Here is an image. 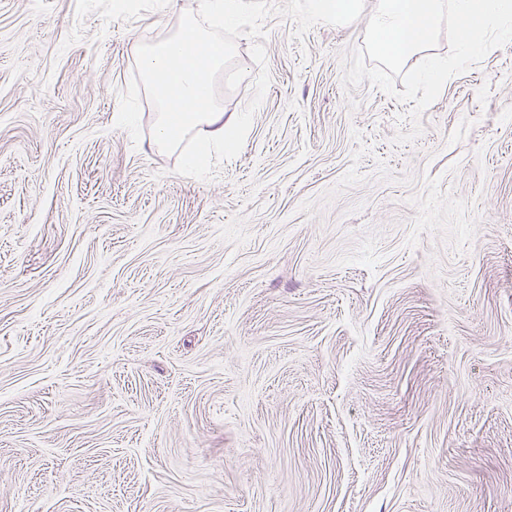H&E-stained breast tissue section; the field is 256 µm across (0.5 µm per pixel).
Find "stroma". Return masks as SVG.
I'll list each match as a JSON object with an SVG mask.
<instances>
[{
    "label": "stroma",
    "instance_id": "35a3bbf8",
    "mask_svg": "<svg viewBox=\"0 0 512 512\" xmlns=\"http://www.w3.org/2000/svg\"><path fill=\"white\" fill-rule=\"evenodd\" d=\"M199 0H0V512H512V43L422 113L263 23L197 179L116 121Z\"/></svg>",
    "mask_w": 512,
    "mask_h": 512
}]
</instances>
